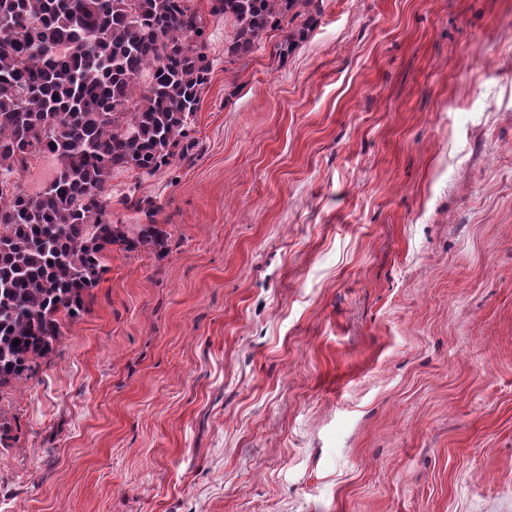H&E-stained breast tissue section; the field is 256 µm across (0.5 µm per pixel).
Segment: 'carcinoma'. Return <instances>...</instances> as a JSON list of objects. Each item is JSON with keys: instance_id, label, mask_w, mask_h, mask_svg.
<instances>
[{"instance_id": "carcinoma-1", "label": "carcinoma", "mask_w": 512, "mask_h": 512, "mask_svg": "<svg viewBox=\"0 0 512 512\" xmlns=\"http://www.w3.org/2000/svg\"><path fill=\"white\" fill-rule=\"evenodd\" d=\"M312 5L215 0L235 26L224 54L247 58ZM204 33L192 0H0V390L54 351L112 246L164 248L156 224L112 223L110 180L175 159L211 72ZM43 155L56 175L28 194L17 176Z\"/></svg>"}]
</instances>
